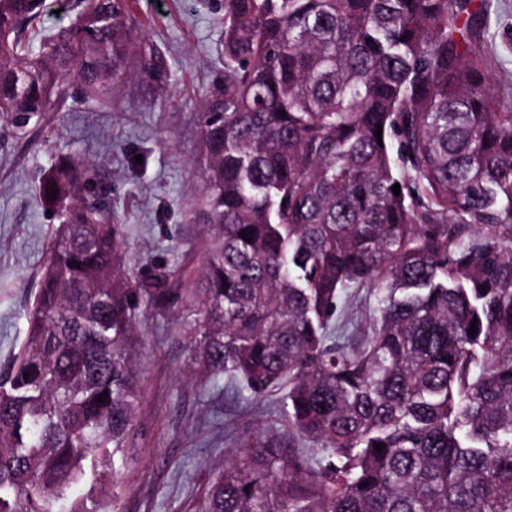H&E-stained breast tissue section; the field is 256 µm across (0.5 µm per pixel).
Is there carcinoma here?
Wrapping results in <instances>:
<instances>
[{
    "instance_id": "obj_1",
    "label": "carcinoma",
    "mask_w": 512,
    "mask_h": 512,
    "mask_svg": "<svg viewBox=\"0 0 512 512\" xmlns=\"http://www.w3.org/2000/svg\"><path fill=\"white\" fill-rule=\"evenodd\" d=\"M80 4L44 33L46 0H0V122L39 124L73 84L112 105L131 0ZM487 34L472 0H224L191 272L131 280L94 164L45 169L57 226L0 377V512H52L122 453L142 309L180 320L204 380L284 391L286 428L243 432L196 512H512V107ZM364 288L361 328L342 308Z\"/></svg>"
}]
</instances>
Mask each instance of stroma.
Listing matches in <instances>:
<instances>
[{
  "mask_svg": "<svg viewBox=\"0 0 512 512\" xmlns=\"http://www.w3.org/2000/svg\"><path fill=\"white\" fill-rule=\"evenodd\" d=\"M135 40L163 59L172 99L131 67L102 110L69 90L65 109L21 136L0 127V371L19 354L55 221L37 202L41 172L80 153L99 175L88 196L124 228L131 277L189 265L200 227L189 220L202 190L192 103L223 82L224 12L218 0H134ZM488 74L512 97V0H488ZM138 408L119 472L88 470L69 498L92 512H189L241 432L281 424V392L242 401L228 380L205 385L189 338L166 312H145L137 336Z\"/></svg>",
  "mask_w": 512,
  "mask_h": 512,
  "instance_id": "obj_1",
  "label": "stroma"
}]
</instances>
